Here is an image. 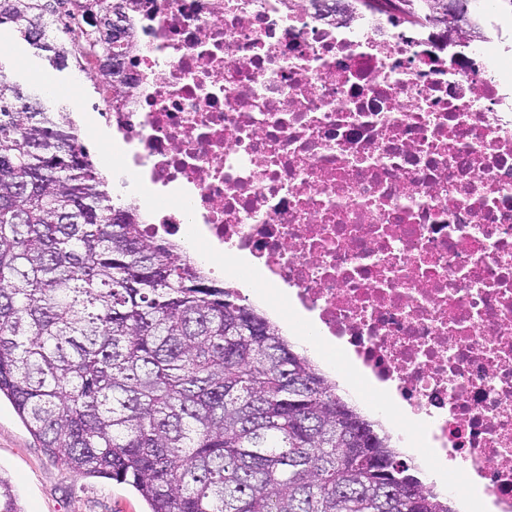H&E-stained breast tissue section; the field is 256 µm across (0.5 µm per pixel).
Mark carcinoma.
<instances>
[{
    "mask_svg": "<svg viewBox=\"0 0 512 512\" xmlns=\"http://www.w3.org/2000/svg\"><path fill=\"white\" fill-rule=\"evenodd\" d=\"M436 27L435 0H302L334 23L353 2ZM128 0H0V26L63 68L79 13L84 49L129 81ZM468 41L483 38L471 8L451 0ZM120 20L122 36L102 45ZM57 464L131 486L147 512H454L294 349L279 327L210 276L139 209L115 206L64 112L45 111L0 74V397ZM0 512H23L0 477Z\"/></svg>",
    "mask_w": 512,
    "mask_h": 512,
    "instance_id": "1",
    "label": "carcinoma"
}]
</instances>
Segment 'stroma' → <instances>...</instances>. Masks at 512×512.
<instances>
[{
  "label": "stroma",
  "mask_w": 512,
  "mask_h": 512,
  "mask_svg": "<svg viewBox=\"0 0 512 512\" xmlns=\"http://www.w3.org/2000/svg\"><path fill=\"white\" fill-rule=\"evenodd\" d=\"M24 52L51 76L74 78L88 95L85 109L68 100L58 102L42 97L51 112L69 113L84 145L92 139L86 128V116L94 115L101 94L97 85L85 80L80 69L68 66L52 68L45 52L24 45ZM0 476L13 486L23 512H146L147 505L128 485L112 480L89 478L55 464L28 432L8 400L0 401Z\"/></svg>",
  "instance_id": "obj_1"
}]
</instances>
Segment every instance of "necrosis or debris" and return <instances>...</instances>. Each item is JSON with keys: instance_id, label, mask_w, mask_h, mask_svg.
Wrapping results in <instances>:
<instances>
[{"instance_id": "1", "label": "necrosis or debris", "mask_w": 512, "mask_h": 512, "mask_svg": "<svg viewBox=\"0 0 512 512\" xmlns=\"http://www.w3.org/2000/svg\"><path fill=\"white\" fill-rule=\"evenodd\" d=\"M101 112L153 192L258 261L512 512V56L294 0H132Z\"/></svg>"}]
</instances>
